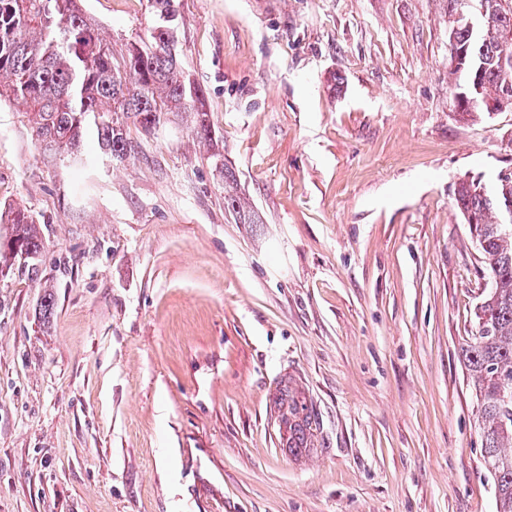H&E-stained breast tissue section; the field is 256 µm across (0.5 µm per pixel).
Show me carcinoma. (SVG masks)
Segmentation results:
<instances>
[{
  "label": "carcinoma",
  "mask_w": 512,
  "mask_h": 512,
  "mask_svg": "<svg viewBox=\"0 0 512 512\" xmlns=\"http://www.w3.org/2000/svg\"><path fill=\"white\" fill-rule=\"evenodd\" d=\"M151 42L128 43L119 54L103 41L77 0H0V98L26 118L42 163L83 162L88 125L95 126L102 153L117 161L137 153L124 132L127 122L149 133L170 112L192 115L200 141L218 138L200 106L201 85L185 74L170 26V0H154ZM448 51L457 111L489 116V106L512 104V0H448ZM224 177V207L238 214L240 197L220 153L209 156ZM455 202L469 225L485 268L484 291L475 311L476 334L463 348L464 366L475 394L476 423L487 476L499 504L512 512V173L487 185L461 180ZM0 274L43 248L41 223L21 204L0 211ZM278 425L291 441H311L320 429L318 414L304 405L288 380L274 398Z\"/></svg>",
  "instance_id": "obj_1"
}]
</instances>
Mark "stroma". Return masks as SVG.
Masks as SVG:
<instances>
[{"label":"stroma","mask_w":512,"mask_h":512,"mask_svg":"<svg viewBox=\"0 0 512 512\" xmlns=\"http://www.w3.org/2000/svg\"><path fill=\"white\" fill-rule=\"evenodd\" d=\"M78 6L113 47L151 36L152 0ZM173 10L216 145L174 113L134 158L91 129L88 166L48 168L0 103V205L43 229L0 276V512H497L454 188L512 170V112L456 111L445 0ZM215 150L259 223L225 211ZM284 377L320 417L300 465Z\"/></svg>","instance_id":"35a3bbf8"}]
</instances>
